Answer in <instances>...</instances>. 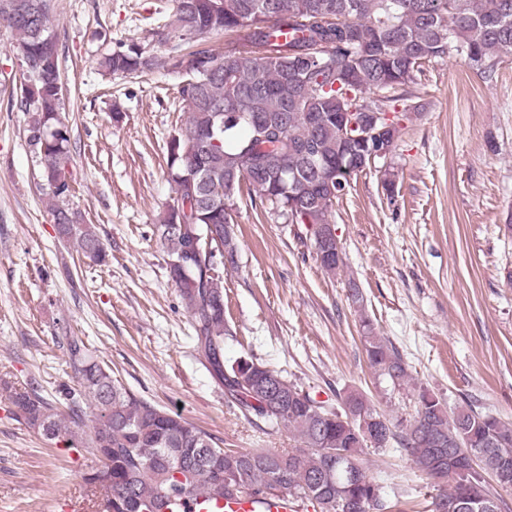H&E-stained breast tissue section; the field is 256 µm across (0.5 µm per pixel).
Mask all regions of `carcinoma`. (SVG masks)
<instances>
[{
	"mask_svg": "<svg viewBox=\"0 0 512 512\" xmlns=\"http://www.w3.org/2000/svg\"><path fill=\"white\" fill-rule=\"evenodd\" d=\"M175 0L163 60L137 44L104 57L110 74L134 76L162 67L181 78L180 95L189 116L167 145L174 196L156 231L166 245L169 275L189 311L197 353L224 396L249 419L268 429L287 430L297 442L288 451L232 449L224 440L138 397L116 383L112 370L90 354L84 341L67 342L77 388L64 394L66 412L38 387L6 386L14 416L45 439L81 449L95 459L82 481L102 512H192L195 496L236 501L247 495L264 502L288 497L313 512H387L383 486L370 478L362 456L367 448L397 445L416 468L433 480L438 493L432 512L448 503L459 512H512L502 492L512 491V424L465 401L454 407L421 387L411 419L393 421L363 393L348 391L338 405L316 400L282 373L252 359L224 361V281L206 272L194 243L216 252L235 251L224 226L225 205L247 191L250 201L267 204L287 224L332 223L340 195L326 187L337 171L340 189L351 188L347 167L365 152L340 134L336 113L372 109L422 115L424 104L411 87L423 65L450 52L481 75L494 71L512 51V0ZM17 36L22 66L29 71L19 103L28 115L26 138L38 159L40 186L60 238L82 255L102 262L103 242L93 225L70 206L68 169L73 146L61 119L63 94L52 11L43 0H0V26ZM230 34L243 50L224 55L182 42ZM299 66L303 85L289 77ZM246 112L263 118H227L216 113ZM245 167L246 175L226 173ZM296 170L294 187L282 180ZM182 204L185 229L174 226ZM364 350L370 366L392 382L408 379L406 364L388 342L368 332ZM483 457L485 467L448 475V449ZM503 468L492 485L488 470Z\"/></svg>",
	"mask_w": 512,
	"mask_h": 512,
	"instance_id": "obj_1",
	"label": "carcinoma"
}]
</instances>
